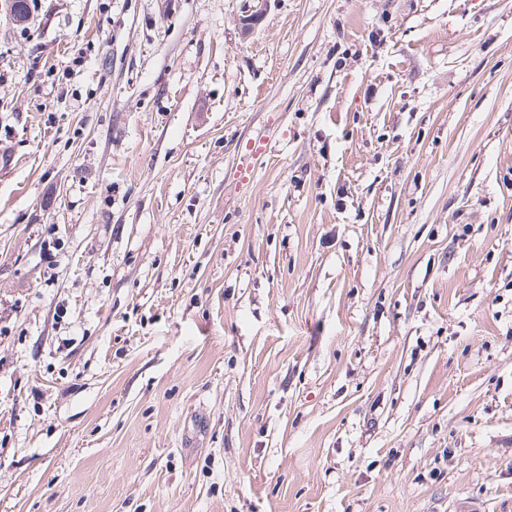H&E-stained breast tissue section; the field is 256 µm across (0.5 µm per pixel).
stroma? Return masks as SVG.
I'll return each mask as SVG.
<instances>
[{
  "instance_id": "1",
  "label": "stroma",
  "mask_w": 512,
  "mask_h": 512,
  "mask_svg": "<svg viewBox=\"0 0 512 512\" xmlns=\"http://www.w3.org/2000/svg\"><path fill=\"white\" fill-rule=\"evenodd\" d=\"M0 0V512H512V0Z\"/></svg>"
}]
</instances>
